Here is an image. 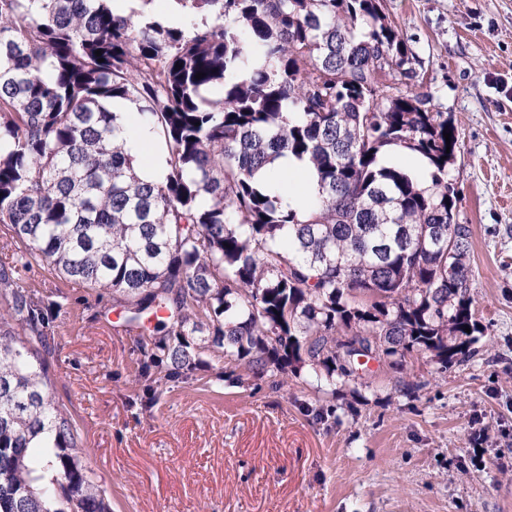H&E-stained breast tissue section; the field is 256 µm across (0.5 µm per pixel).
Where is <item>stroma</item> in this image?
Wrapping results in <instances>:
<instances>
[{"instance_id":"1","label":"stroma","mask_w":512,"mask_h":512,"mask_svg":"<svg viewBox=\"0 0 512 512\" xmlns=\"http://www.w3.org/2000/svg\"><path fill=\"white\" fill-rule=\"evenodd\" d=\"M383 8L459 133L450 174L472 229L476 355L445 371L408 357L412 394L387 370L355 389L308 373L248 386L204 368L145 407L111 295L34 268L30 281L68 302L50 393L112 512H512V0Z\"/></svg>"}]
</instances>
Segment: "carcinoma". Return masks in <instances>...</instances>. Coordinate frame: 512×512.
Returning a JSON list of instances; mask_svg holds the SVG:
<instances>
[{"mask_svg": "<svg viewBox=\"0 0 512 512\" xmlns=\"http://www.w3.org/2000/svg\"><path fill=\"white\" fill-rule=\"evenodd\" d=\"M111 2L0 0V512H111L50 396L67 303L34 266L112 294L150 401L226 364L277 385L365 386L414 353L446 371L482 333L458 131L382 0H174L182 27ZM141 128L160 180L125 150ZM284 156L310 166L301 208L261 178Z\"/></svg>", "mask_w": 512, "mask_h": 512, "instance_id": "cac0c4a2", "label": "carcinoma"}]
</instances>
